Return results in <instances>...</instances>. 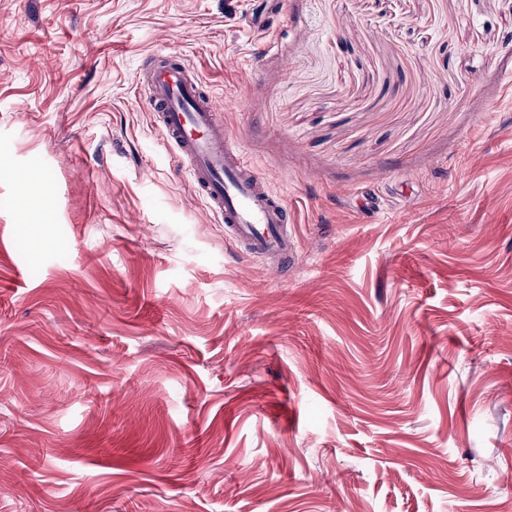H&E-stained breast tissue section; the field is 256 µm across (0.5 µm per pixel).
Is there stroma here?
<instances>
[{"label":"stroma","instance_id":"35a3bbf8","mask_svg":"<svg viewBox=\"0 0 512 512\" xmlns=\"http://www.w3.org/2000/svg\"><path fill=\"white\" fill-rule=\"evenodd\" d=\"M262 3L0 0V512H512V0ZM159 45L281 274L137 106ZM139 104L163 132L166 150L186 162L188 181L224 223V233L268 263V271L294 261L288 206L217 119V102L182 55L156 54L139 77Z\"/></svg>","mask_w":512,"mask_h":512}]
</instances>
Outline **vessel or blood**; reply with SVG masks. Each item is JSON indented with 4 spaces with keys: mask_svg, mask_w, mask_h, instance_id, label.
I'll return each instance as SVG.
<instances>
[{
    "mask_svg": "<svg viewBox=\"0 0 512 512\" xmlns=\"http://www.w3.org/2000/svg\"><path fill=\"white\" fill-rule=\"evenodd\" d=\"M139 103L153 113L163 145L185 161L186 176L225 234L277 270L294 261L287 205L217 119V102L180 54H157L142 69Z\"/></svg>",
    "mask_w": 512,
    "mask_h": 512,
    "instance_id": "obj_1",
    "label": "vessel or blood"
}]
</instances>
